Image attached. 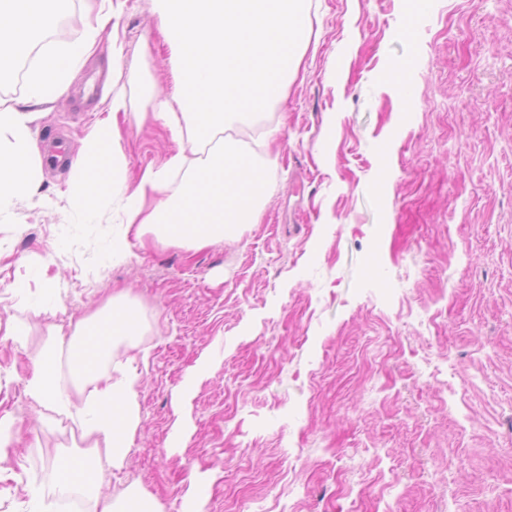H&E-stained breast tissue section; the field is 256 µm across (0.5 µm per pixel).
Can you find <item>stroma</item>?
<instances>
[{
	"mask_svg": "<svg viewBox=\"0 0 512 512\" xmlns=\"http://www.w3.org/2000/svg\"><path fill=\"white\" fill-rule=\"evenodd\" d=\"M310 8L300 73L266 116L281 127L274 191L240 241L110 263L122 202L78 215L69 168L0 208L15 472L0 512H26L31 487L57 512H91L86 492L56 491L80 425L45 415L26 383L49 325L118 291L142 309L149 358L140 431L103 493L134 484L161 512H512V0H433L417 17L407 0ZM115 62L116 88L78 107L94 68ZM174 84L153 0H120L32 134L61 128L80 149L120 91L135 183L180 149L149 97ZM17 288L53 289L55 314L18 305ZM188 381L186 444L171 448Z\"/></svg>",
	"mask_w": 512,
	"mask_h": 512,
	"instance_id": "1",
	"label": "stroma"
}]
</instances>
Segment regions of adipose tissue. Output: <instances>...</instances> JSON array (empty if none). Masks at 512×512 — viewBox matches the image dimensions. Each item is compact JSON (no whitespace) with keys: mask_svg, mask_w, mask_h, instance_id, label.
Returning <instances> with one entry per match:
<instances>
[{"mask_svg":"<svg viewBox=\"0 0 512 512\" xmlns=\"http://www.w3.org/2000/svg\"><path fill=\"white\" fill-rule=\"evenodd\" d=\"M165 41L179 73L175 96L185 105L173 111L158 99L156 116L171 135L187 142L184 153L169 157L160 169L146 168L127 184L117 117L125 111L113 96L107 119L87 137L74 167V209L97 215L114 191L123 194L126 232L113 238L108 261H124L133 247L197 250L221 241L240 240L259 223L272 188L271 144L281 128L261 119L286 95V83L298 73L310 33V0H153ZM71 0H0V49L29 54L35 38L51 31ZM93 35L59 51L42 52L27 80L25 109L0 100V204L33 197L41 181L31 124L37 109L66 91ZM259 126L252 148H243L237 127ZM144 322L128 295H111L89 317L72 326L64 342L52 328L35 359L27 384L29 397L57 415L83 426V450L58 467L56 488L66 495L81 489L96 493L94 512H159L154 499L137 485L115 497L97 492L104 472L121 467L140 423V376L132 364L106 368L118 346L133 351ZM69 348L71 384L57 380L51 365L58 344Z\"/></svg>","mask_w":512,"mask_h":512,"instance_id":"1","label":"adipose tissue"}]
</instances>
